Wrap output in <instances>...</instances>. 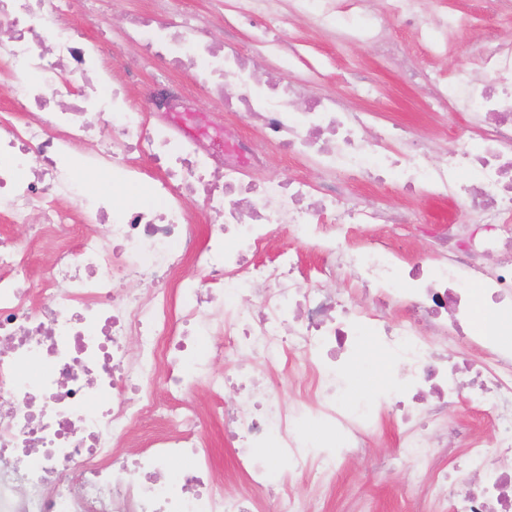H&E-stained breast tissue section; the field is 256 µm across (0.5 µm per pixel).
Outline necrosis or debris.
Instances as JSON below:
<instances>
[{
    "instance_id": "obj_1",
    "label": "necrosis or debris",
    "mask_w": 512,
    "mask_h": 512,
    "mask_svg": "<svg viewBox=\"0 0 512 512\" xmlns=\"http://www.w3.org/2000/svg\"><path fill=\"white\" fill-rule=\"evenodd\" d=\"M183 0H151L128 14L124 39L139 48L127 70L112 76L119 47L75 24L73 0H0V67L8 100L0 116V219L41 222L35 240L0 235V512H314L336 485L340 456L365 447L383 423L401 432L398 457L412 483H427L423 512H512V343L491 337L489 321L512 325V42L485 37L472 59L484 78L451 79L403 70L425 82L432 106H454L479 125L478 140H457L434 156L430 144L402 123L369 131L367 114L335 96L310 97L298 87L262 79L256 55L281 51L289 15L319 27L361 12L343 37L402 59L406 44L386 35L394 17L433 52L419 0H386L384 13L367 0H247L242 24L249 44L226 33L216 46L203 13ZM160 60L168 69L150 88L149 110L131 94L134 72ZM185 73L190 85L177 76ZM239 94L227 114L244 110L257 137L243 138L210 119L199 131L185 122L199 96L223 97L228 79ZM315 170L282 179L265 171L268 148ZM161 175L149 202L124 207L94 189L100 174L116 186L140 179L141 157ZM465 204L457 224L433 233L432 263L400 253L397 218L386 209L351 205V184ZM221 217L201 230L189 205ZM385 227L382 235L374 227ZM292 246L263 259L273 238ZM49 244L46 279L30 276L35 242ZM318 255L303 261L304 250ZM494 265H486V257ZM199 273L188 277L186 265ZM346 276L374 308L356 311L334 282ZM137 282L120 295L117 283ZM406 304L407 315L387 312ZM140 348L131 352L130 337ZM223 341L226 358L252 365L214 370L197 358L198 339ZM394 360L399 381L386 415L347 412L340 374L366 340ZM472 350L461 377L444 348ZM304 366L300 396L285 404L269 368ZM204 382L215 395L226 383L251 387L259 401L217 405L211 416L235 441L234 468L247 483L225 492L212 479L205 421L183 398ZM164 388L168 400L156 399ZM482 412L489 439L471 438L457 474L437 470L426 423L443 424L460 400ZM156 418L146 449L119 455L127 435ZM325 427L324 448L312 452L296 432L300 416ZM276 441L288 469L278 483L252 456ZM183 468L158 477L172 461ZM311 484L310 500L291 488Z\"/></svg>"
}]
</instances>
